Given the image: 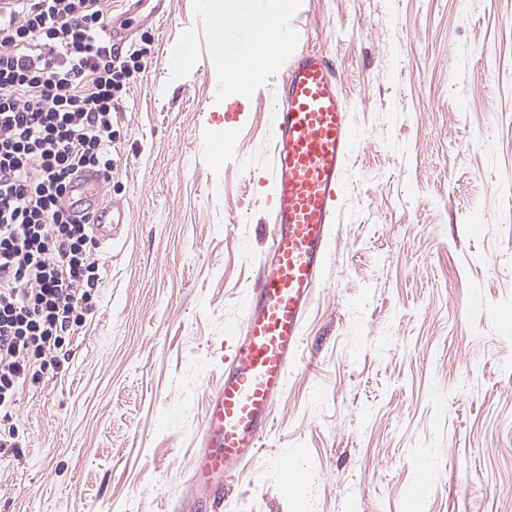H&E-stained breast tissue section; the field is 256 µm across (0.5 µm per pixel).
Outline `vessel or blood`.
Listing matches in <instances>:
<instances>
[{"mask_svg": "<svg viewBox=\"0 0 512 512\" xmlns=\"http://www.w3.org/2000/svg\"><path fill=\"white\" fill-rule=\"evenodd\" d=\"M165 0H128L106 26L110 42L130 37L128 22L141 13L164 16ZM259 0H238L235 16L212 24L211 47L250 66L267 42ZM285 39L274 48L287 63L283 105L269 115L272 130L271 224L258 259L255 285L243 301L241 341L224 380L209 394L200 454L190 481L206 489L207 512H219L228 480L248 477L268 432L274 404L287 388L288 370L300 358L304 321L323 280L336 223V199L353 149V130L339 92L334 63L320 51L298 48V19L282 22ZM72 190L91 216L97 244L112 241L127 211L101 205L104 178L85 170Z\"/></svg>", "mask_w": 512, "mask_h": 512, "instance_id": "vessel-or-blood-1", "label": "vessel or blood"}]
</instances>
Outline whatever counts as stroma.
Here are the masks:
<instances>
[{
  "mask_svg": "<svg viewBox=\"0 0 512 512\" xmlns=\"http://www.w3.org/2000/svg\"><path fill=\"white\" fill-rule=\"evenodd\" d=\"M127 44L96 248L69 358L19 394L0 512H191L208 394L266 246L269 112L227 117L196 0ZM336 64L354 132L324 282L253 476L222 512H512V0H286ZM199 55L169 74L185 41Z\"/></svg>",
  "mask_w": 512,
  "mask_h": 512,
  "instance_id": "35a3bbf8",
  "label": "stroma"
}]
</instances>
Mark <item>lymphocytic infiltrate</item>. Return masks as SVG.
Instances as JSON below:
<instances>
[{"label": "lymphocytic infiltrate", "mask_w": 512, "mask_h": 512, "mask_svg": "<svg viewBox=\"0 0 512 512\" xmlns=\"http://www.w3.org/2000/svg\"><path fill=\"white\" fill-rule=\"evenodd\" d=\"M106 0L0 6V458L18 457V395L92 307L98 263L73 175H112V114L140 70L103 29Z\"/></svg>", "instance_id": "lymphocytic-infiltrate-1"}]
</instances>
